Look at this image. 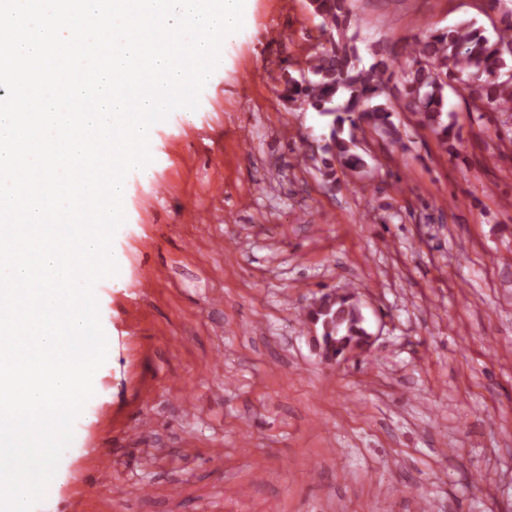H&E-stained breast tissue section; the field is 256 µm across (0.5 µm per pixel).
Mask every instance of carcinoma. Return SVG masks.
<instances>
[{"mask_svg": "<svg viewBox=\"0 0 512 512\" xmlns=\"http://www.w3.org/2000/svg\"><path fill=\"white\" fill-rule=\"evenodd\" d=\"M322 26L334 41L321 45L308 67V80L291 77L281 91L290 106L307 105L327 120L321 151L322 175L336 181V168L360 173L366 159L359 135L369 127L392 145L402 144L394 117L409 112L429 127L441 144L457 136L448 122L447 89L460 86L473 112H512V21L492 40L471 22L452 30H425L401 51L359 45L345 0H317ZM306 318L318 325L316 344L324 356H340L369 345L359 301L353 292L338 294L310 308Z\"/></svg>", "mask_w": 512, "mask_h": 512, "instance_id": "obj_1", "label": "carcinoma"}]
</instances>
